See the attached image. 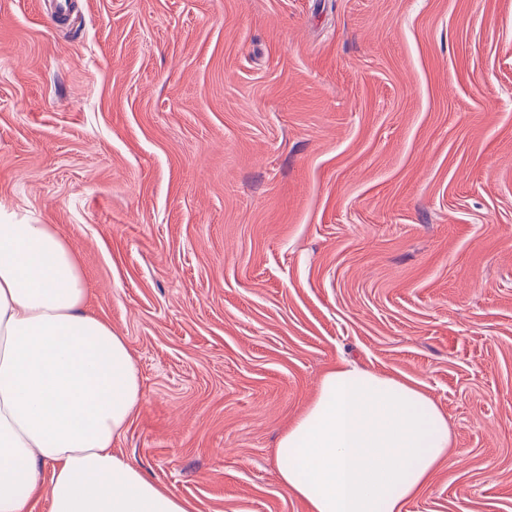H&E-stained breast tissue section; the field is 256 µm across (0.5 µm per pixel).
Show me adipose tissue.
I'll use <instances>...</instances> for the list:
<instances>
[{
    "mask_svg": "<svg viewBox=\"0 0 512 512\" xmlns=\"http://www.w3.org/2000/svg\"><path fill=\"white\" fill-rule=\"evenodd\" d=\"M87 297L51 225L0 223V512L44 495L49 512H190L112 451L141 385L125 337ZM450 446L447 415L419 387L343 361L275 456L308 512H404Z\"/></svg>",
    "mask_w": 512,
    "mask_h": 512,
    "instance_id": "obj_1",
    "label": "adipose tissue"
}]
</instances>
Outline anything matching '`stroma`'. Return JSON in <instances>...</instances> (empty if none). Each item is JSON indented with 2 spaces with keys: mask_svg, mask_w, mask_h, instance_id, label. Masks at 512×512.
<instances>
[{
  "mask_svg": "<svg viewBox=\"0 0 512 512\" xmlns=\"http://www.w3.org/2000/svg\"><path fill=\"white\" fill-rule=\"evenodd\" d=\"M0 221L127 340L114 452L193 512H306L274 449L339 360L416 384L512 512V0H0Z\"/></svg>",
  "mask_w": 512,
  "mask_h": 512,
  "instance_id": "obj_1",
  "label": "stroma"
}]
</instances>
